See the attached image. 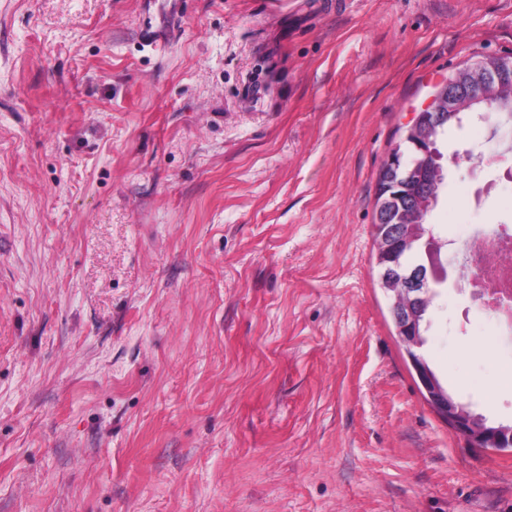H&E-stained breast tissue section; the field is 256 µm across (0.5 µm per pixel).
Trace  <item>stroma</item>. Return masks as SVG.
<instances>
[{"label":"stroma","mask_w":512,"mask_h":512,"mask_svg":"<svg viewBox=\"0 0 512 512\" xmlns=\"http://www.w3.org/2000/svg\"><path fill=\"white\" fill-rule=\"evenodd\" d=\"M512 0H0V512H512L399 344L379 172ZM448 133L449 253L512 224ZM419 353L512 422V328L449 266Z\"/></svg>","instance_id":"stroma-1"}]
</instances>
